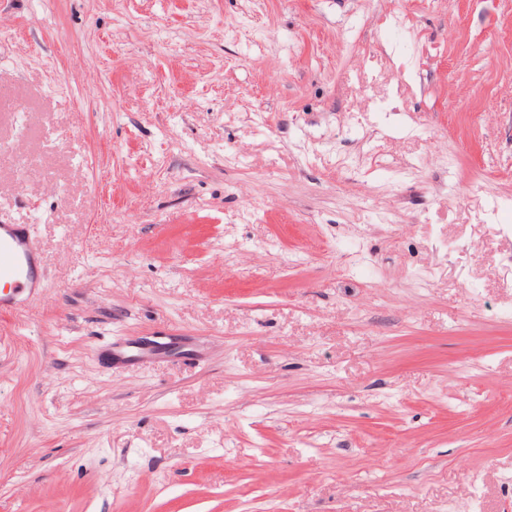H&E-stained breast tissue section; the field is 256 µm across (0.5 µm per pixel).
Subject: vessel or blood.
I'll return each mask as SVG.
<instances>
[{
    "label": "vessel or blood",
    "instance_id": "vessel-or-blood-1",
    "mask_svg": "<svg viewBox=\"0 0 512 512\" xmlns=\"http://www.w3.org/2000/svg\"><path fill=\"white\" fill-rule=\"evenodd\" d=\"M41 288L39 256L26 227L0 224V312L30 304Z\"/></svg>",
    "mask_w": 512,
    "mask_h": 512
}]
</instances>
